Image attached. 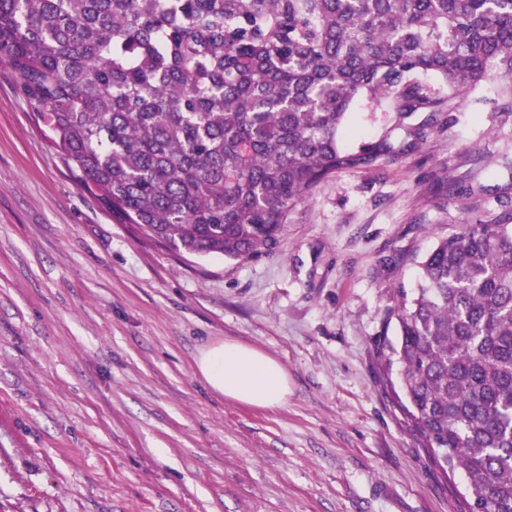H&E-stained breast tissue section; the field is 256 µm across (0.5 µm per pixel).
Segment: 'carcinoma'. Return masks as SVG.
Returning <instances> with one entry per match:
<instances>
[{"label":"carcinoma","mask_w":512,"mask_h":512,"mask_svg":"<svg viewBox=\"0 0 512 512\" xmlns=\"http://www.w3.org/2000/svg\"><path fill=\"white\" fill-rule=\"evenodd\" d=\"M0 57L78 184L186 254L272 252L288 209L330 174L404 151L340 147L352 105L396 104L419 143L445 100L512 88V0H0ZM393 289L379 339L411 432L464 470L463 512H512V224L463 220Z\"/></svg>","instance_id":"carcinoma-1"}]
</instances>
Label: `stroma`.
<instances>
[{
  "mask_svg": "<svg viewBox=\"0 0 512 512\" xmlns=\"http://www.w3.org/2000/svg\"><path fill=\"white\" fill-rule=\"evenodd\" d=\"M421 82L445 101L423 144L332 174L273 254L229 261L102 209L0 59V512H460L466 475L432 461L380 369L390 291L418 277L384 260L512 211V92ZM392 125L361 100L342 143ZM218 340L277 359L287 402L211 392L195 359Z\"/></svg>",
  "mask_w": 512,
  "mask_h": 512,
  "instance_id": "35a3bbf8",
  "label": "stroma"
}]
</instances>
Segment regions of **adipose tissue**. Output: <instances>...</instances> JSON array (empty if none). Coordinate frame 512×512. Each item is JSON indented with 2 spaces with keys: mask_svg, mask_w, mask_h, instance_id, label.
I'll return each mask as SVG.
<instances>
[{
  "mask_svg": "<svg viewBox=\"0 0 512 512\" xmlns=\"http://www.w3.org/2000/svg\"><path fill=\"white\" fill-rule=\"evenodd\" d=\"M195 369L210 391L225 399L273 408L288 399V373L264 352L234 341H224L202 349Z\"/></svg>",
  "mask_w": 512,
  "mask_h": 512,
  "instance_id": "adipose-tissue-1",
  "label": "adipose tissue"
}]
</instances>
